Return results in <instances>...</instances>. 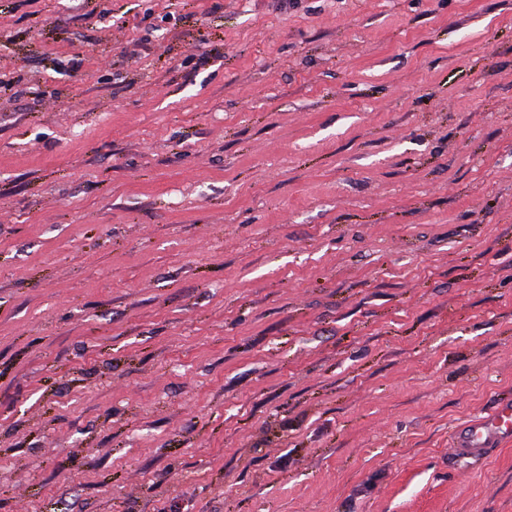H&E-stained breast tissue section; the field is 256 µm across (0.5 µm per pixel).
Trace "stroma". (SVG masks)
<instances>
[{
    "instance_id": "35a3bbf8",
    "label": "stroma",
    "mask_w": 512,
    "mask_h": 512,
    "mask_svg": "<svg viewBox=\"0 0 512 512\" xmlns=\"http://www.w3.org/2000/svg\"><path fill=\"white\" fill-rule=\"evenodd\" d=\"M512 0H0V512H512ZM512 441V399L502 401L496 410L477 419L455 434L452 448L457 455L482 459L493 448Z\"/></svg>"
}]
</instances>
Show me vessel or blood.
<instances>
[{
  "label": "vessel or blood",
  "instance_id": "vessel-or-blood-1",
  "mask_svg": "<svg viewBox=\"0 0 512 512\" xmlns=\"http://www.w3.org/2000/svg\"><path fill=\"white\" fill-rule=\"evenodd\" d=\"M512 441V399L500 402L496 410L477 419L455 434L452 446L456 454L481 459L493 448Z\"/></svg>",
  "mask_w": 512,
  "mask_h": 512
}]
</instances>
